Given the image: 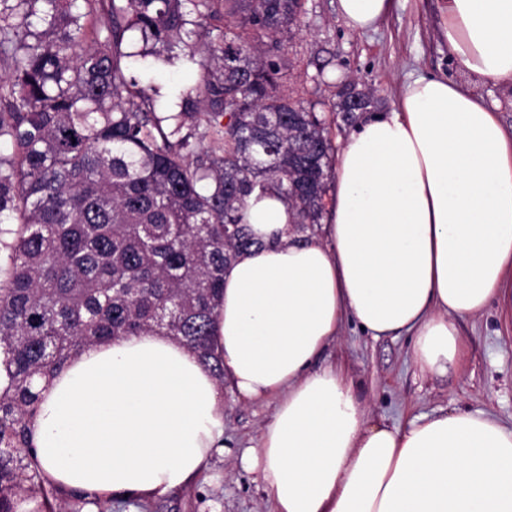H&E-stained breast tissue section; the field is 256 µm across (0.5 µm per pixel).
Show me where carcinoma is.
Wrapping results in <instances>:
<instances>
[{"label":"carcinoma","mask_w":512,"mask_h":512,"mask_svg":"<svg viewBox=\"0 0 512 512\" xmlns=\"http://www.w3.org/2000/svg\"><path fill=\"white\" fill-rule=\"evenodd\" d=\"M308 0H0V512H106L47 481L28 439L34 379L93 340L163 331L224 381L210 336L224 269L262 243L247 199L299 232L331 189L343 92L281 91L285 32ZM182 59L177 123L131 58ZM305 153L312 167L302 166ZM10 236V240L2 236Z\"/></svg>","instance_id":"obj_1"}]
</instances>
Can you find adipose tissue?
<instances>
[{
	"label": "adipose tissue",
	"mask_w": 512,
	"mask_h": 512,
	"mask_svg": "<svg viewBox=\"0 0 512 512\" xmlns=\"http://www.w3.org/2000/svg\"><path fill=\"white\" fill-rule=\"evenodd\" d=\"M394 7L338 0L355 33ZM439 32L458 69L512 87V0H444ZM246 220L262 246L224 271L223 380L157 331L81 346L35 382L29 440L49 482L102 501L186 485L224 445L226 380L274 406L238 459L271 512H512V426L459 408L391 425L317 364L351 321L412 336L414 364L443 375L465 357L460 318L512 314V134L496 113L454 79L414 78L346 140L321 233L294 230L272 196L249 197Z\"/></svg>",
	"instance_id": "obj_1"
}]
</instances>
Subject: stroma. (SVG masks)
Here are the masks:
<instances>
[{"label":"stroma","instance_id":"1","mask_svg":"<svg viewBox=\"0 0 512 512\" xmlns=\"http://www.w3.org/2000/svg\"><path fill=\"white\" fill-rule=\"evenodd\" d=\"M313 13L286 42L283 57L290 68L289 86H320L321 97L334 103L341 83L355 79L375 91L376 104L369 114L390 111L410 78L450 77L468 84L484 102L495 108L500 121L512 128V98L494 82L469 76L452 63L448 45L439 35L440 0H397L392 15L376 30L351 32L337 12V0H312ZM134 68L145 82L159 89L157 109H177L174 89L191 85L194 70L182 64ZM459 329L466 342L463 363L444 375L422 373L411 357L410 337L375 340L354 323H345L340 338L322 356L347 371L358 393L376 417L401 425L415 414H433L453 407L483 410L512 424V333L506 331L497 306L477 318L465 317ZM273 407L241 401L232 388L224 390L225 447L207 461L201 475L190 484L148 507L121 499L108 503V512H270V502L255 474L239 467L244 447L258 439L271 421Z\"/></svg>","mask_w":512,"mask_h":512}]
</instances>
